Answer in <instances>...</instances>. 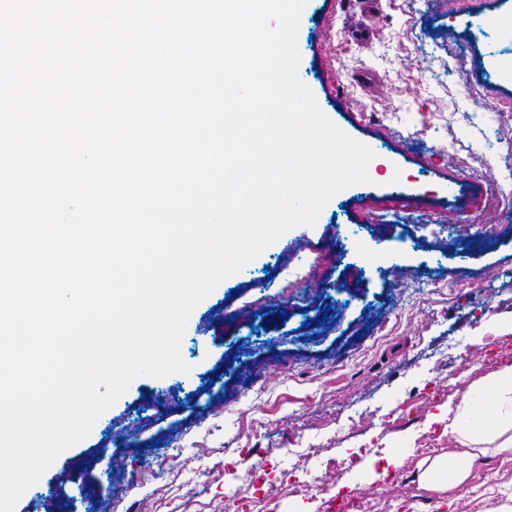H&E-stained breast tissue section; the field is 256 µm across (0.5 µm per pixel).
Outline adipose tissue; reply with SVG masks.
Here are the masks:
<instances>
[{
    "instance_id": "adipose-tissue-1",
    "label": "adipose tissue",
    "mask_w": 512,
    "mask_h": 512,
    "mask_svg": "<svg viewBox=\"0 0 512 512\" xmlns=\"http://www.w3.org/2000/svg\"><path fill=\"white\" fill-rule=\"evenodd\" d=\"M448 433L459 449L424 460L420 467L423 485L465 493L470 475L468 463L487 449L512 453V366L490 378L470 384L455 406L442 408Z\"/></svg>"
}]
</instances>
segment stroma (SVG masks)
<instances>
[{
    "mask_svg": "<svg viewBox=\"0 0 512 512\" xmlns=\"http://www.w3.org/2000/svg\"><path fill=\"white\" fill-rule=\"evenodd\" d=\"M378 2L371 24L358 0H308L297 34L299 79L374 152L369 183L221 281L187 320L189 373L135 378L15 512H256L257 498L323 512V488L368 485L378 512L512 499V454L480 456L492 477L471 473L456 501L421 485L415 453L425 435L456 450L440 407L512 365V42L462 23L512 27V12L502 0ZM364 26L367 49L353 40ZM354 225L364 240L339 272L357 297L298 281ZM449 275L456 287H433ZM478 351L489 367L462 364ZM405 399L414 420L387 422Z\"/></svg>",
    "mask_w": 512,
    "mask_h": 512,
    "instance_id": "1",
    "label": "stroma"
}]
</instances>
